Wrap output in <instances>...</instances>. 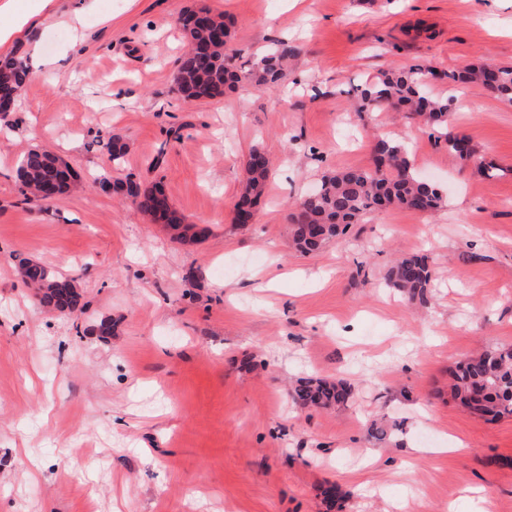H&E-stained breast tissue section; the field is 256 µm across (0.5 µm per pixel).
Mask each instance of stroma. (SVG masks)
I'll list each match as a JSON object with an SVG mask.
<instances>
[{
	"label": "stroma",
	"instance_id": "obj_1",
	"mask_svg": "<svg viewBox=\"0 0 512 512\" xmlns=\"http://www.w3.org/2000/svg\"><path fill=\"white\" fill-rule=\"evenodd\" d=\"M73 0L29 32L31 76L0 116V512H512V415L488 422L448 396V370L512 345V104L482 86L449 156L422 123L364 112L380 71L512 67V0ZM221 12L234 46L297 49L284 85L188 101L173 87L189 9ZM181 127L170 142L166 132ZM378 133L437 182L434 214L389 210L304 255L288 215L329 171L371 168ZM129 145L120 175L159 177L195 244L100 192L96 141ZM275 167L255 221H234L242 165ZM162 167L149 163L159 146ZM69 160L83 190L25 202L20 158ZM493 165L495 176L482 168ZM427 255L428 306L388 289L397 252ZM75 280L74 317L43 309L20 261ZM106 316L112 333L89 321ZM350 383L345 408L309 409L301 377ZM401 423L391 440L372 423ZM335 484L344 505L323 495Z\"/></svg>",
	"mask_w": 512,
	"mask_h": 512
}]
</instances>
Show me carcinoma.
<instances>
[{
	"mask_svg": "<svg viewBox=\"0 0 512 512\" xmlns=\"http://www.w3.org/2000/svg\"><path fill=\"white\" fill-rule=\"evenodd\" d=\"M188 42L177 60L173 82L178 93L190 100L215 99L239 93L250 87L276 88L287 76L295 47L279 40L261 56L253 57L248 69L236 65L241 50L229 45L230 29L224 16L207 8L191 9L178 20ZM428 66H410L388 70L364 85L355 87L361 110L381 106H404L406 117H419L437 131L448 154L462 158L466 137L448 125L450 99L430 95ZM450 84L475 83L496 99L512 103V67L491 68L471 65L443 74ZM28 78L21 62L0 60V91L18 93ZM107 159L120 165L127 154V143L114 134L99 142ZM370 169L348 168L322 176L320 184L301 196L289 215L288 234L293 246L310 254L341 238L349 225L364 216L391 209L432 213L441 208L444 196L437 185L415 174L405 145L394 138L378 135L373 144ZM271 173V160L265 151L252 148L243 169L242 191L235 204L234 221L256 209L264 196ZM17 179L25 200L46 201L43 195L53 183L58 195L77 186L78 176L72 166L52 151L34 147L21 158ZM104 192L121 195L153 223L176 232L182 241H194L205 234L195 225L184 223L183 216L171 204L162 181H135L131 178L98 177ZM23 281L35 289L39 304L51 311L80 316L86 305L72 280H61L47 266L24 261L19 266ZM433 271L424 255H404L392 264L385 276L386 286L412 303L429 302ZM450 396L470 413L487 421L512 415V346L469 357L449 368ZM293 397L304 407L331 408L347 405L350 387L342 382L305 377L297 380Z\"/></svg>",
	"mask_w": 512,
	"mask_h": 512,
	"instance_id": "1",
	"label": "carcinoma"
}]
</instances>
